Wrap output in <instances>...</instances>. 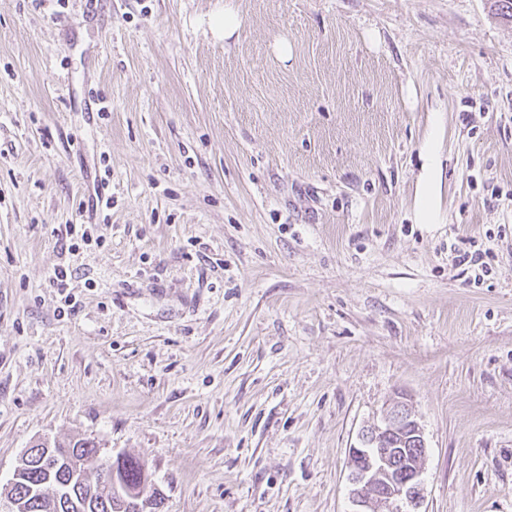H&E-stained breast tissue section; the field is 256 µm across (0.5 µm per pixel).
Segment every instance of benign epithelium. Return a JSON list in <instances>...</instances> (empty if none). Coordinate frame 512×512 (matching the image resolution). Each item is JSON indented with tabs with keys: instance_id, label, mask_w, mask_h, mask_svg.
<instances>
[{
	"instance_id": "obj_1",
	"label": "benign epithelium",
	"mask_w": 512,
	"mask_h": 512,
	"mask_svg": "<svg viewBox=\"0 0 512 512\" xmlns=\"http://www.w3.org/2000/svg\"><path fill=\"white\" fill-rule=\"evenodd\" d=\"M415 448L400 456L392 448L393 440L409 428ZM353 464L351 498L357 512H378L381 504L404 501L418 512L421 499V475L427 444L422 429L409 408L397 403L362 431L359 446L349 450ZM99 460L98 487L115 485L114 457L96 455Z\"/></svg>"
}]
</instances>
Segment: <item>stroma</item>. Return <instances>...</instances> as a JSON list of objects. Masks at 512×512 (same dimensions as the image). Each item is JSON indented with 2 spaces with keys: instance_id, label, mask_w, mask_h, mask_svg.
<instances>
[{
  "instance_id": "1",
  "label": "stroma",
  "mask_w": 512,
  "mask_h": 512,
  "mask_svg": "<svg viewBox=\"0 0 512 512\" xmlns=\"http://www.w3.org/2000/svg\"><path fill=\"white\" fill-rule=\"evenodd\" d=\"M395 400L420 512H512L494 0H0V488L88 439L146 463L156 512H353L349 450Z\"/></svg>"
}]
</instances>
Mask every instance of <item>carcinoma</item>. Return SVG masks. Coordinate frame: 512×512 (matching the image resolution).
<instances>
[{"label": "carcinoma", "mask_w": 512, "mask_h": 512, "mask_svg": "<svg viewBox=\"0 0 512 512\" xmlns=\"http://www.w3.org/2000/svg\"><path fill=\"white\" fill-rule=\"evenodd\" d=\"M57 467L41 462L35 455L15 488L24 512H45L55 503L54 512H114L99 494L90 492L88 471L96 466V445L88 439L52 442ZM116 478L123 491H135L149 484L144 464L129 456L118 465Z\"/></svg>", "instance_id": "cac0c4a2"}]
</instances>
